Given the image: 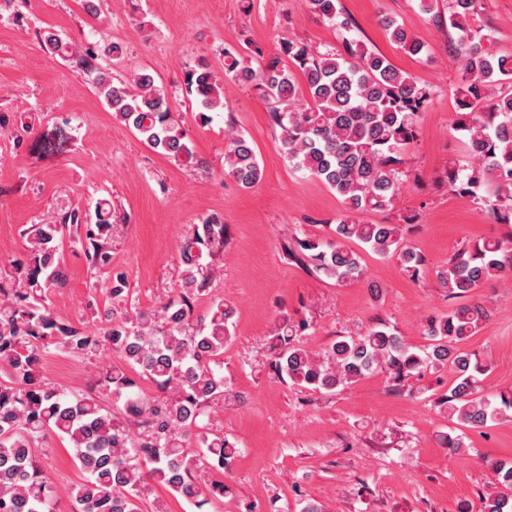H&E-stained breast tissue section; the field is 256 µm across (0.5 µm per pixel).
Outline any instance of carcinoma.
<instances>
[{
	"mask_svg": "<svg viewBox=\"0 0 512 512\" xmlns=\"http://www.w3.org/2000/svg\"><path fill=\"white\" fill-rule=\"evenodd\" d=\"M308 5L319 17L350 30L340 0H308ZM446 6L461 71L453 130L466 139L475 162L466 169L448 168V190L478 200L481 189L495 185L490 215L512 223V55L493 51L490 35L474 25L482 0H448ZM381 24L405 52L418 56L426 50L422 40L393 20L384 18ZM45 46L84 66L87 57L99 52L115 65L123 62L122 46L104 31L93 48L51 33ZM222 71L224 78L260 90L280 129L284 157L341 198L334 239L301 242L298 249L287 250V257L344 283L365 274L360 253L350 247L355 242L380 258H397L417 278L423 259L401 225L362 223L355 216L387 209L400 194L395 165L416 139L418 114L429 92L355 38L343 40L341 49L316 54L288 40L267 58L248 47L226 48ZM94 83L112 116L132 127L145 145L179 164L203 166L151 73L138 70L116 78L99 70ZM187 85L202 124L211 121V113L224 111L223 85L209 63L189 72ZM224 176L245 189L262 179L255 150L239 132L225 134ZM95 215L91 223L77 207L54 221L26 225V259L0 271V512H53L54 487L34 454L36 442L49 432L69 442L83 472L75 488L76 512H138L151 480L201 512L206 505L223 503L229 488L222 481L200 484L198 471L206 464L224 471L237 454L234 443L208 422L211 404L230 395L223 357L232 338L234 306L214 297L204 314H195L196 302L208 289V280L198 277L201 259L224 245V220L211 215L194 225L179 249L178 296L144 310L133 303L128 275L112 269L111 202L99 200ZM66 235L82 247L89 268L103 275L111 300V307L94 313L100 325L93 333L63 323L50 301L66 285L61 253ZM511 273L512 248L501 239H484L455 252L436 279L448 297L461 303L426 317L428 345L419 350L381 320L363 335L341 336L313 353L292 343L285 315L273 336L270 367L286 383L326 393L370 375L385 373L400 382L447 368L455 380L438 405L448 409L456 425L480 429L512 411V390L482 395L480 366L464 343L489 317L475 300L476 289ZM104 343L122 365L139 368L159 395H143L117 366L79 396L45 382L42 364L50 348L79 356ZM104 394L125 418L137 420L138 435L103 406ZM493 469L500 491L482 499L479 512H512V461H496Z\"/></svg>",
	"mask_w": 512,
	"mask_h": 512,
	"instance_id": "carcinoma-1",
	"label": "carcinoma"
}]
</instances>
